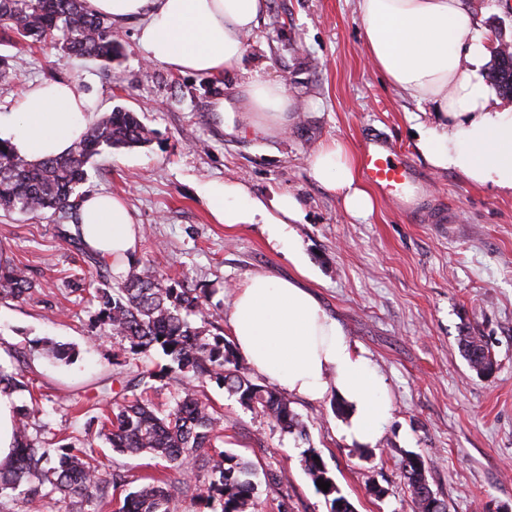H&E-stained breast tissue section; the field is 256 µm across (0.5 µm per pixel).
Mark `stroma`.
<instances>
[{
    "label": "stroma",
    "instance_id": "35a3bbf8",
    "mask_svg": "<svg viewBox=\"0 0 512 512\" xmlns=\"http://www.w3.org/2000/svg\"><path fill=\"white\" fill-rule=\"evenodd\" d=\"M464 3L486 49L512 39V0ZM136 27L115 28L121 55L109 65L63 57L50 42L18 53L0 41V55L14 58L11 80L0 82V114L15 111L30 83L61 78L95 103V119L120 106L154 129L149 145L92 159L81 191L123 195L145 229L140 259H158L169 275L212 287L209 306L223 327L231 285L256 271L288 278L296 270L260 225L212 223L201 185L241 182L267 202L298 196L305 217L294 232L312 272L308 284L391 401L378 444L366 450L347 439L348 417L333 412L332 397H292L306 426L301 439L204 383L202 393L224 415V450L257 471L256 512H330L301 465L308 448L320 452L355 512H412L399 468L409 452L425 458L430 487L448 512H512V197L433 169L416 152L413 135L432 126L434 115L368 65L356 0H268L240 66L213 78L148 63ZM254 76L283 82L300 102L285 133L229 129L239 86ZM370 133L413 165L422 195L449 208L450 223L418 221L406 205L381 196L360 222L312 179L308 156L321 142L338 138L357 153ZM60 228L50 213L0 211V254L38 286L26 301L0 300V364L23 367L34 379L47 432L66 443L95 438L108 466L96 426L74 403L111 401L125 354L119 337L92 326L87 293L65 287V276L84 262ZM468 333L489 348L491 376H477L464 359L459 338ZM46 338L75 347L73 363L43 357L37 343ZM18 347L26 352L21 365L12 357ZM375 485L386 497L370 495Z\"/></svg>",
    "mask_w": 512,
    "mask_h": 512
}]
</instances>
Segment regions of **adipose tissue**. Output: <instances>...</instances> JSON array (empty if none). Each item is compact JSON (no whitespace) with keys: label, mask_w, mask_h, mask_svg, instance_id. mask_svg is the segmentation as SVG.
I'll use <instances>...</instances> for the list:
<instances>
[{"label":"adipose tissue","mask_w":512,"mask_h":512,"mask_svg":"<svg viewBox=\"0 0 512 512\" xmlns=\"http://www.w3.org/2000/svg\"><path fill=\"white\" fill-rule=\"evenodd\" d=\"M87 2L114 25L139 20L137 39L149 62L201 76L222 75L241 63L246 38L266 8V0ZM356 7L369 65L417 105L435 109L436 125L419 132L415 143L424 161L512 196V109L494 104L485 46L463 0H356ZM244 94L241 126L261 136L286 130L297 101L282 83L255 78ZM91 107L75 83L31 85L16 112L0 117V140L29 161L65 155L91 126ZM309 168L351 218L372 214L374 198L345 142L320 144ZM200 194L215 223L262 225L267 243L287 250L297 270L293 278L258 271L235 287L228 323L239 352L257 374L289 393L341 397L351 406L348 440L377 444L391 414L386 388L302 283L309 272L292 230L303 218L301 201L285 193L268 205L246 184L218 180L202 184ZM73 230L86 250L110 261L115 271L139 256L141 226L122 196L85 195Z\"/></svg>","instance_id":"adipose-tissue-1"}]
</instances>
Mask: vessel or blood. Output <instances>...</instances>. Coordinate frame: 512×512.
I'll list each match as a JSON object with an SVG mask.
<instances>
[{"instance_id": "vessel-or-blood-1", "label": "vessel or blood", "mask_w": 512, "mask_h": 512, "mask_svg": "<svg viewBox=\"0 0 512 512\" xmlns=\"http://www.w3.org/2000/svg\"><path fill=\"white\" fill-rule=\"evenodd\" d=\"M362 174L382 194L401 200L408 188L416 186L412 167L396 159L390 145L381 137L367 138L361 152Z\"/></svg>"}]
</instances>
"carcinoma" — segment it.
Instances as JSON below:
<instances>
[{
  "label": "carcinoma",
  "mask_w": 512,
  "mask_h": 512,
  "mask_svg": "<svg viewBox=\"0 0 512 512\" xmlns=\"http://www.w3.org/2000/svg\"><path fill=\"white\" fill-rule=\"evenodd\" d=\"M0 32L14 46L28 49L55 39L67 57L110 61L117 51L112 22L92 12L86 0H0ZM489 79L499 92L512 96V46L497 41ZM154 130L134 112L114 109L92 124L84 137L64 156L38 162L12 153L0 141V209L37 215L63 214L76 209L77 188L87 176V165L103 150L147 145ZM60 234L79 251L97 282L90 301L96 304V325L124 341L130 356L159 350L168 363L159 370L120 372L121 389L112 397L111 410L92 417L98 435L119 455H146L165 462L152 474L134 478L118 465L104 468L96 462L92 443L55 446L44 435H32V419L39 404L16 409L14 458L0 465V500H18L26 512H45L49 499L64 512H108L118 491L134 482L115 512H174L175 489L207 505L210 512H256L257 484L249 462L217 446L224 439V417L199 394L198 384L214 382L247 410L267 417L280 432L305 434L291 401L277 387L248 378L233 343L214 334L216 314L207 306L209 291L191 288L172 278L159 265L140 259L121 282L112 283V263L86 251L78 235L62 228ZM34 284L16 263L0 261V298L25 301ZM463 357L474 368L491 358L478 336L459 340ZM40 350L57 362L69 363L73 347L52 340ZM175 383L173 403L158 410L146 397L154 382ZM33 381L23 371L0 366V391L32 392ZM313 448L302 454V466L312 482L330 483L323 496L330 512H355L343 496L323 459ZM412 503L427 483L422 455L409 453L400 461Z\"/></svg>",
  "instance_id": "carcinoma-1"
}]
</instances>
